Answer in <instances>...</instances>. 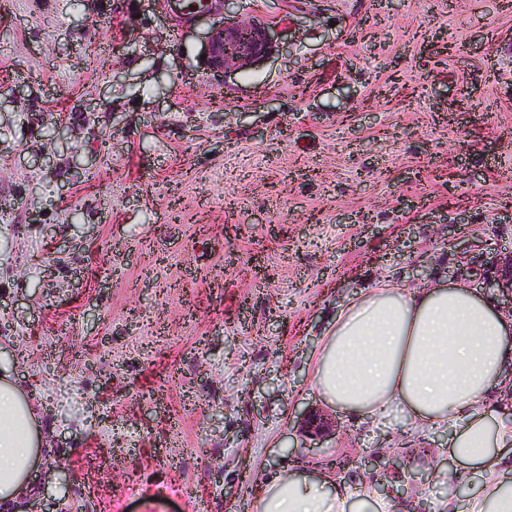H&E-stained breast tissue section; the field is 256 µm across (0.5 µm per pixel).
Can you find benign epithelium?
<instances>
[{
    "instance_id": "benign-epithelium-1",
    "label": "benign epithelium",
    "mask_w": 512,
    "mask_h": 512,
    "mask_svg": "<svg viewBox=\"0 0 512 512\" xmlns=\"http://www.w3.org/2000/svg\"><path fill=\"white\" fill-rule=\"evenodd\" d=\"M273 49V39L263 19L256 16L227 19L209 37L207 68L231 75L266 57ZM497 287L512 296V254L501 260ZM302 427L317 439L335 431L334 422L317 410L304 415Z\"/></svg>"
}]
</instances>
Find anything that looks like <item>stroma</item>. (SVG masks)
<instances>
[{
    "label": "stroma",
    "instance_id": "1",
    "mask_svg": "<svg viewBox=\"0 0 512 512\" xmlns=\"http://www.w3.org/2000/svg\"><path fill=\"white\" fill-rule=\"evenodd\" d=\"M168 12L0 0V370L44 430L19 512H257L256 480L338 459L408 512L465 506L447 431L311 375L381 281L512 307V0H225L276 43L228 78L217 18ZM302 427L304 431L311 437L320 439L329 432L335 431L334 422L324 417L318 410L308 411L302 418ZM315 438H312L313 440Z\"/></svg>",
    "mask_w": 512,
    "mask_h": 512
}]
</instances>
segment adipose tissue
I'll list each match as a JSON object with an SVG mask.
<instances>
[{
	"instance_id": "obj_1",
	"label": "adipose tissue",
	"mask_w": 512,
	"mask_h": 512,
	"mask_svg": "<svg viewBox=\"0 0 512 512\" xmlns=\"http://www.w3.org/2000/svg\"><path fill=\"white\" fill-rule=\"evenodd\" d=\"M330 403L374 418L392 405L419 428H448L449 451L483 477L466 512H512V474L500 455L512 420L484 411L491 392L512 390V316L463 280L408 292L386 283L336 318L313 368ZM41 454L36 410L0 372V506L32 495ZM258 512H397L389 497L356 493L330 474L282 470L260 484Z\"/></svg>"
}]
</instances>
